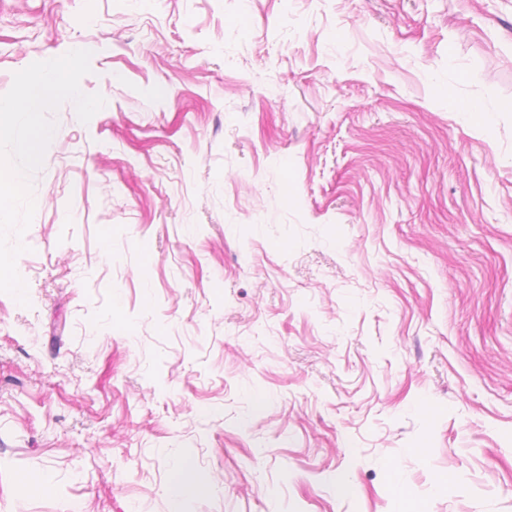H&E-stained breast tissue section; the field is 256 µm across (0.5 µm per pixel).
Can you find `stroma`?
<instances>
[{"instance_id":"obj_1","label":"stroma","mask_w":512,"mask_h":512,"mask_svg":"<svg viewBox=\"0 0 512 512\" xmlns=\"http://www.w3.org/2000/svg\"><path fill=\"white\" fill-rule=\"evenodd\" d=\"M83 45L0 512H512V0H0V94Z\"/></svg>"}]
</instances>
